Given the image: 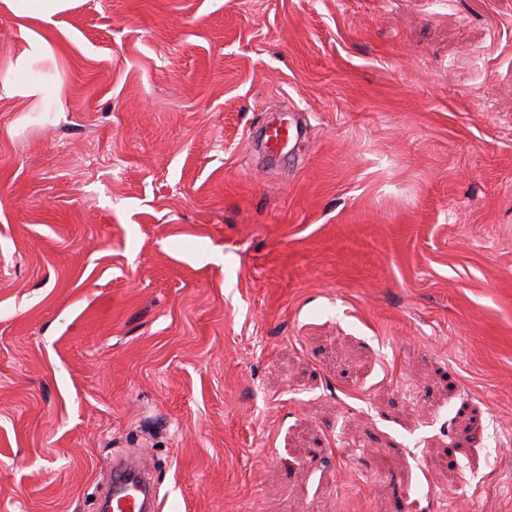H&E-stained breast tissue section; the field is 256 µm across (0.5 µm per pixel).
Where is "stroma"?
<instances>
[{"label":"stroma","mask_w":512,"mask_h":512,"mask_svg":"<svg viewBox=\"0 0 512 512\" xmlns=\"http://www.w3.org/2000/svg\"><path fill=\"white\" fill-rule=\"evenodd\" d=\"M0 512H512V0H0ZM307 134L267 165L274 111ZM15 13L21 18H37L50 22L51 17L69 7V0H15ZM52 56L49 44L39 36H33L27 41V46L15 57L7 74L0 77V92L3 96L16 95L32 97L47 102L45 87L42 82L33 76L32 64L38 60H45ZM26 74L27 80L20 82L18 75ZM113 512H156L160 508L159 491L150 464L136 460L114 466L112 496Z\"/></svg>","instance_id":"35a3bbf8"}]
</instances>
